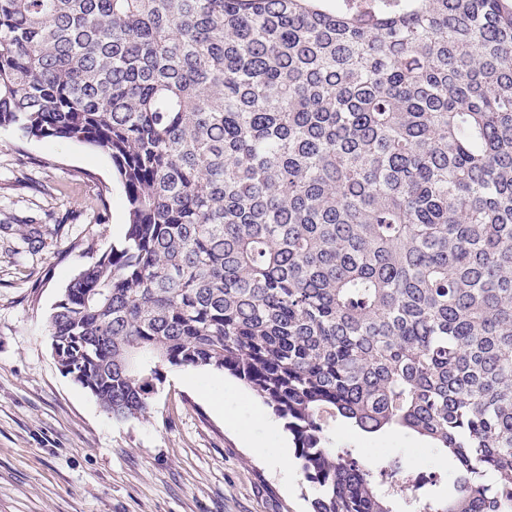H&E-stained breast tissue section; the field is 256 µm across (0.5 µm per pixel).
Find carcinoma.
Masks as SVG:
<instances>
[{"label": "carcinoma", "mask_w": 512, "mask_h": 512, "mask_svg": "<svg viewBox=\"0 0 512 512\" xmlns=\"http://www.w3.org/2000/svg\"><path fill=\"white\" fill-rule=\"evenodd\" d=\"M0 128L123 184L48 317L113 418L212 367L285 420L313 512H512V0H0ZM331 421L427 441L453 492Z\"/></svg>", "instance_id": "carcinoma-1"}]
</instances>
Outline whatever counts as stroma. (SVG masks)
I'll list each match as a JSON object with an SVG mask.
<instances>
[{"label":"stroma","instance_id":"1","mask_svg":"<svg viewBox=\"0 0 512 512\" xmlns=\"http://www.w3.org/2000/svg\"><path fill=\"white\" fill-rule=\"evenodd\" d=\"M126 224L109 157L0 128V512H310L317 489L299 464L286 472L246 448L203 396L227 372L167 368L147 413L118 421L60 370L48 316ZM328 437L368 464L381 452L448 471L399 430L366 438L333 423Z\"/></svg>","mask_w":512,"mask_h":512}]
</instances>
